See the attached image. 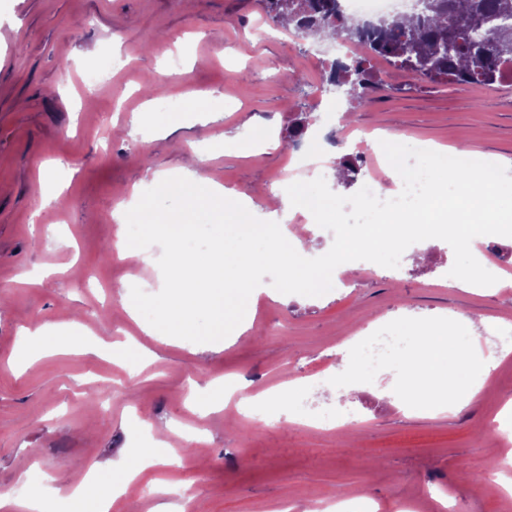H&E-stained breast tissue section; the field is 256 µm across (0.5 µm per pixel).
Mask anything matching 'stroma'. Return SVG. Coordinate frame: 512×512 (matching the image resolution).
<instances>
[{
	"instance_id": "1",
	"label": "stroma",
	"mask_w": 512,
	"mask_h": 512,
	"mask_svg": "<svg viewBox=\"0 0 512 512\" xmlns=\"http://www.w3.org/2000/svg\"><path fill=\"white\" fill-rule=\"evenodd\" d=\"M157 34L162 43L146 49ZM310 46L289 42L255 0H0V297L9 298V313L0 316V494L14 500L0 512H30L24 472L133 467L132 449L154 445L145 423L170 430L186 452L143 471L111 512H134L143 500L190 512L173 495L180 488L193 489L204 512H307L359 488L385 512L421 494L432 512H502L492 451L499 446L494 426L512 396V355L458 412H403L390 371L347 397L312 387L306 408L352 417L353 446L342 430L313 429L286 411L264 421L232 400L220 414L200 402L213 381L254 396L336 371L349 318L371 315L384 325L460 312L512 321V279L487 293L449 287L454 252L442 241L403 255L395 269L364 262L342 269L350 287L319 297L260 295L249 329L198 351L143 335L123 311L129 264L98 259L100 246L113 245L132 191L147 190L154 174L195 167L201 140L246 136L269 111L277 139L309 119L322 129L328 98L306 56ZM111 52L115 66L86 85L83 62ZM157 77L171 108L214 92L232 108L204 125L189 119L142 137L133 121ZM350 112L374 153L401 135L416 145L466 146L512 169V81L463 93L442 80L404 77L379 84L373 100H353ZM54 161L64 184L51 205L57 217L35 223L38 170ZM292 163L277 147L224 154L207 168L227 189L253 196L280 188ZM26 318L75 319L82 331L21 372L15 358ZM134 342L148 360L132 375L104 351Z\"/></svg>"
}]
</instances>
